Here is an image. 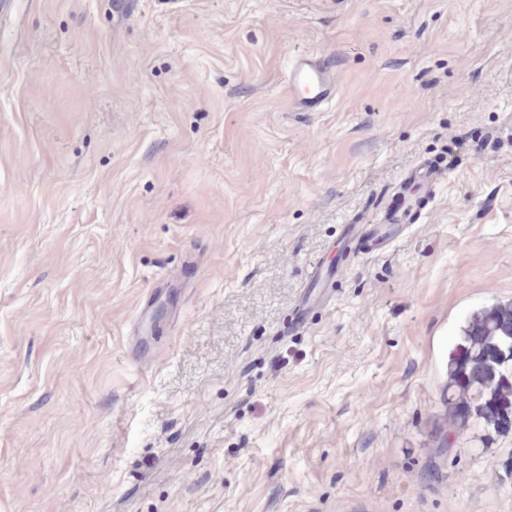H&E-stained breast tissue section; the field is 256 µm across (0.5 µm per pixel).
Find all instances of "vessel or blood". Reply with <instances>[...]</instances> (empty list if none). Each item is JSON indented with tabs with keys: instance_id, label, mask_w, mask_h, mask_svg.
Wrapping results in <instances>:
<instances>
[{
	"instance_id": "1",
	"label": "vessel or blood",
	"mask_w": 512,
	"mask_h": 512,
	"mask_svg": "<svg viewBox=\"0 0 512 512\" xmlns=\"http://www.w3.org/2000/svg\"><path fill=\"white\" fill-rule=\"evenodd\" d=\"M337 75L333 58L319 54L294 58L286 84L294 107L301 112L322 111L336 96ZM445 174V166L439 160L424 161L408 172L393 192L378 223L349 225L347 236L354 249L362 254L387 250L406 228L421 220L434 188ZM336 279V273L313 266L307 293L293 310V327L305 325L310 308L325 299Z\"/></svg>"
}]
</instances>
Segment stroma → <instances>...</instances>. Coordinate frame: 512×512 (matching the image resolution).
Masks as SVG:
<instances>
[{"instance_id":"35a3bbf8","label":"stroma","mask_w":512,"mask_h":512,"mask_svg":"<svg viewBox=\"0 0 512 512\" xmlns=\"http://www.w3.org/2000/svg\"><path fill=\"white\" fill-rule=\"evenodd\" d=\"M308 53L322 112L286 91ZM433 156L421 223L345 252ZM509 299L512 0L0 10V512H512V430L449 436L443 400ZM336 61L312 54L293 59L288 69V96L299 112H321L337 92ZM340 275L339 269L333 273L324 271L318 264L312 267L307 293L293 310L292 328H301L306 324L309 309L326 298L329 286L333 285Z\"/></svg>"}]
</instances>
